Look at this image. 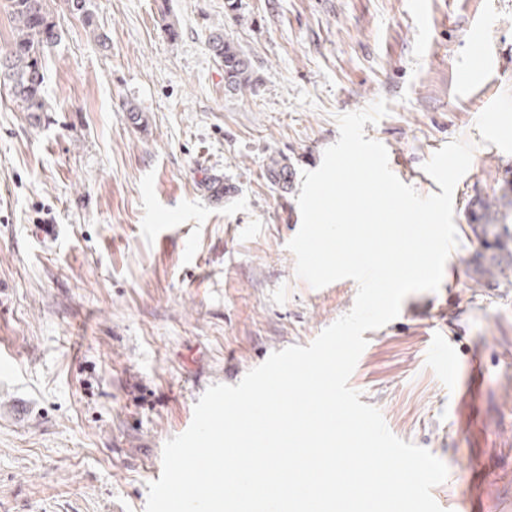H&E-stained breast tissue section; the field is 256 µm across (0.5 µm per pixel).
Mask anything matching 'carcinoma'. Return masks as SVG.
<instances>
[{
    "instance_id": "obj_1",
    "label": "carcinoma",
    "mask_w": 512,
    "mask_h": 512,
    "mask_svg": "<svg viewBox=\"0 0 512 512\" xmlns=\"http://www.w3.org/2000/svg\"><path fill=\"white\" fill-rule=\"evenodd\" d=\"M70 12L76 15L90 36L101 47L109 46V37L98 32L87 0H66ZM9 14L12 39L0 52V86L21 111L38 120L48 111L44 94L45 57L55 47L60 34L46 9V0H10ZM210 50L224 71V87L230 92L253 89L251 58L224 36L215 32L210 38ZM468 223L484 252L480 254L481 273L490 276L512 270V186L501 188V195L480 197L468 216Z\"/></svg>"
}]
</instances>
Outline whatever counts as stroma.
I'll return each instance as SVG.
<instances>
[{"instance_id": "stroma-1", "label": "stroma", "mask_w": 512, "mask_h": 512, "mask_svg": "<svg viewBox=\"0 0 512 512\" xmlns=\"http://www.w3.org/2000/svg\"><path fill=\"white\" fill-rule=\"evenodd\" d=\"M237 4L90 0L104 49L47 0L62 34L45 59L50 110L34 125L0 98V512H145L165 442L210 385L351 310L356 283L312 288L287 243L296 180L337 141V115L380 97L389 113L365 134L420 195L440 190L423 169L438 149H475L439 289L375 329L349 385L446 464L435 498L455 497L475 462L457 512H512V276L476 274L466 222L476 197L512 182V0H423L416 17L407 0ZM481 17L499 79L470 89L468 23ZM218 29L251 56L253 91H225ZM274 158L292 183L271 180ZM216 179L232 193L212 197ZM435 333L454 339L467 390L439 371Z\"/></svg>"}]
</instances>
